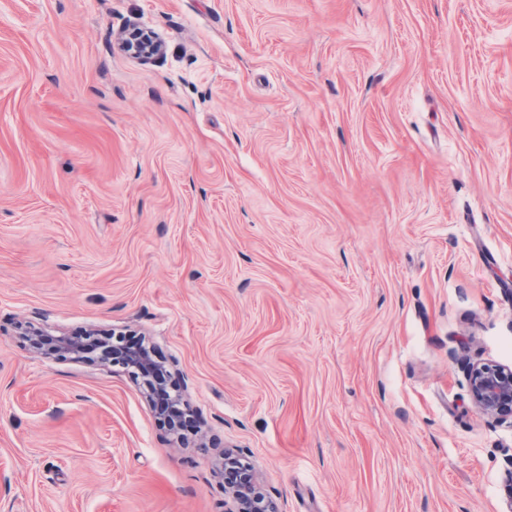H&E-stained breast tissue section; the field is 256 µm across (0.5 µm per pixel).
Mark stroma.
<instances>
[{
    "label": "stroma",
    "instance_id": "stroma-1",
    "mask_svg": "<svg viewBox=\"0 0 512 512\" xmlns=\"http://www.w3.org/2000/svg\"><path fill=\"white\" fill-rule=\"evenodd\" d=\"M162 54L120 44L130 24ZM153 345L178 439L97 358ZM512 0H0V512H501ZM45 336L52 337L46 338ZM29 337L31 346L38 352L45 354H54L61 359L82 358L87 354L98 353L101 360L112 359L113 365H121L131 370L138 377L143 379L146 387L147 400L152 404L154 411L171 427L178 426L184 414H194V410L188 404L184 405L185 409L181 410L177 407L178 400L172 399L165 386L155 382L153 376L161 368L158 361L155 360L153 352L150 348L142 347H123L106 339H95L91 342H85L80 339L69 338L66 336H51L42 328H35ZM47 347V349H43ZM168 396L172 403L175 404L179 416L170 415L164 412L159 406V400ZM472 400L479 411L512 425V368L484 362L467 371ZM224 480V493L232 501L226 512H278L260 490L250 464L233 451L224 450L220 472Z\"/></svg>",
    "mask_w": 512,
    "mask_h": 512
}]
</instances>
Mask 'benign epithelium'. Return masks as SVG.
<instances>
[{
	"instance_id": "7a95c632",
	"label": "benign epithelium",
	"mask_w": 512,
	"mask_h": 512,
	"mask_svg": "<svg viewBox=\"0 0 512 512\" xmlns=\"http://www.w3.org/2000/svg\"><path fill=\"white\" fill-rule=\"evenodd\" d=\"M125 48L137 57L152 59L161 53L159 44L154 40L133 35L125 42ZM30 344L37 351L54 354L61 359L82 358L98 353L102 360L131 370L143 379L147 400L156 414L162 416L171 427L178 426L181 416L194 413L190 406L178 410V415H170L159 406V400L168 396L165 386L155 382L154 374L161 368L151 349L142 347H123L106 339L85 342L66 336L49 338L42 328L34 329L30 334ZM472 400L479 411L499 421H512V368L484 362L468 367L467 371ZM224 480V493L232 507L226 512H277L274 504L260 490L250 464L230 450L224 451V462L220 472Z\"/></svg>"
}]
</instances>
